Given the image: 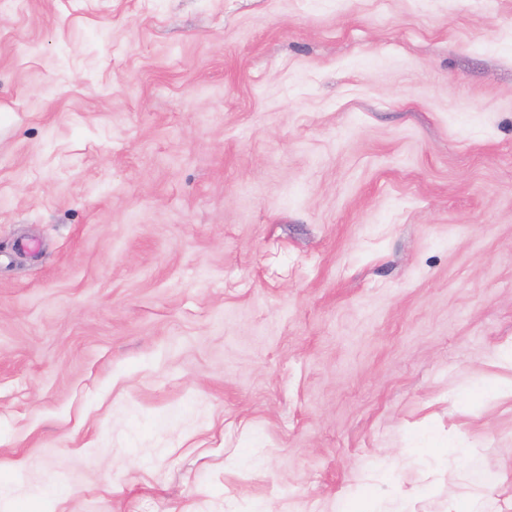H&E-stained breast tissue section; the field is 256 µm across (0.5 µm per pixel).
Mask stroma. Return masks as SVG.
I'll list each match as a JSON object with an SVG mask.
<instances>
[{
  "label": "stroma",
  "mask_w": 512,
  "mask_h": 512,
  "mask_svg": "<svg viewBox=\"0 0 512 512\" xmlns=\"http://www.w3.org/2000/svg\"><path fill=\"white\" fill-rule=\"evenodd\" d=\"M510 346L512 0H0V512H512Z\"/></svg>",
  "instance_id": "obj_1"
}]
</instances>
